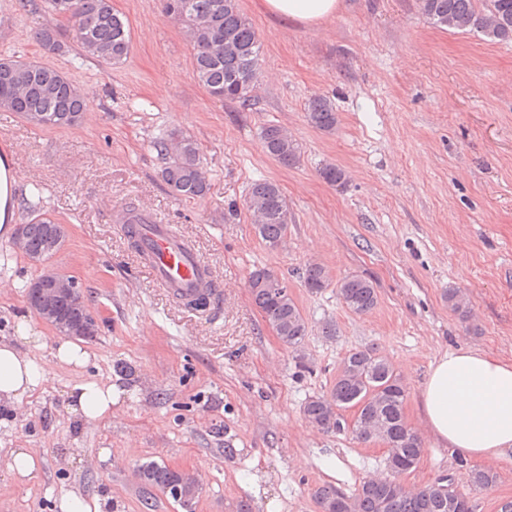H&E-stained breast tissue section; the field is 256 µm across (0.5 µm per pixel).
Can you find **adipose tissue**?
<instances>
[{
  "mask_svg": "<svg viewBox=\"0 0 512 512\" xmlns=\"http://www.w3.org/2000/svg\"><path fill=\"white\" fill-rule=\"evenodd\" d=\"M262 7L273 17L317 26L335 16L341 0H263ZM38 341L24 322L15 337L0 338V408L45 390L52 366L82 368L89 362L88 351L72 339L59 340L49 359L36 358L27 347ZM121 394L112 381L85 380L69 390L66 410L81 421L108 418ZM419 405L426 431L454 453L489 464L512 458V359L475 346L444 352L430 367Z\"/></svg>",
  "mask_w": 512,
  "mask_h": 512,
  "instance_id": "1",
  "label": "adipose tissue"
}]
</instances>
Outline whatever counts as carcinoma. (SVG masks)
Listing matches in <instances>:
<instances>
[{
	"mask_svg": "<svg viewBox=\"0 0 512 512\" xmlns=\"http://www.w3.org/2000/svg\"><path fill=\"white\" fill-rule=\"evenodd\" d=\"M419 0L422 14L434 24L450 29L480 30L495 41H512V0ZM54 18L70 24L73 38L86 56L110 65L124 63L130 54L126 22L112 8V0H45ZM165 14L176 19L193 46V73L198 83L223 99L247 104L261 76L262 43L251 21L241 13L238 0H162ZM37 40L49 51L61 48L57 30L49 23L37 32ZM88 107L74 82L62 71L35 61L0 58V109L17 112L29 122L43 127H65L79 123ZM310 124L324 132L336 129L338 117L327 96L312 98L307 105ZM267 154L288 167L298 159L297 144L283 127L267 124L260 132ZM154 145L169 154L162 178L171 191L184 198H203L210 184L203 171L197 143L177 129L170 130ZM321 176L336 186L345 184V173L327 164ZM253 213L256 234L272 249L286 236L289 212L280 186L270 180L253 182L246 199ZM29 248L38 252L55 237H65L64 226L49 217L26 223ZM305 288L318 294L330 285L327 268L309 261L301 269ZM250 293L265 322L286 346L296 348L308 334V324L286 289L285 282L271 268L257 267L249 276ZM213 282L201 286L187 303L198 308L210 304ZM339 294L351 312L364 315L377 305L371 280L352 275L339 284ZM471 301L460 290L448 292V305L460 316L469 313ZM405 388L390 361L372 347L350 351L329 393L309 398L303 405L305 420L326 432L345 429L341 412L361 407L351 425V433L362 443L376 439V427L387 435L391 448L386 458L387 475L365 480L347 494L331 484L313 491L319 512H452L448 499L440 496L432 483L417 491L395 484V475L418 464L424 445L404 415ZM458 467L468 471L473 488H488L497 474L477 469L461 460ZM145 481L164 489L176 480L188 485L195 478L164 463L148 461L140 465Z\"/></svg>",
	"mask_w": 512,
	"mask_h": 512,
	"instance_id": "obj_1",
	"label": "carcinoma"
}]
</instances>
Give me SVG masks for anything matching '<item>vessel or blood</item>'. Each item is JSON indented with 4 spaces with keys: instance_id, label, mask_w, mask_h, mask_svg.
<instances>
[{
    "instance_id": "vessel-or-blood-1",
    "label": "vessel or blood",
    "mask_w": 512,
    "mask_h": 512,
    "mask_svg": "<svg viewBox=\"0 0 512 512\" xmlns=\"http://www.w3.org/2000/svg\"><path fill=\"white\" fill-rule=\"evenodd\" d=\"M117 224H137L141 242L150 253L152 276L163 286H176L186 295L195 292L207 279L209 269L187 240L178 237L169 225L156 223L151 214L116 211Z\"/></svg>"
}]
</instances>
